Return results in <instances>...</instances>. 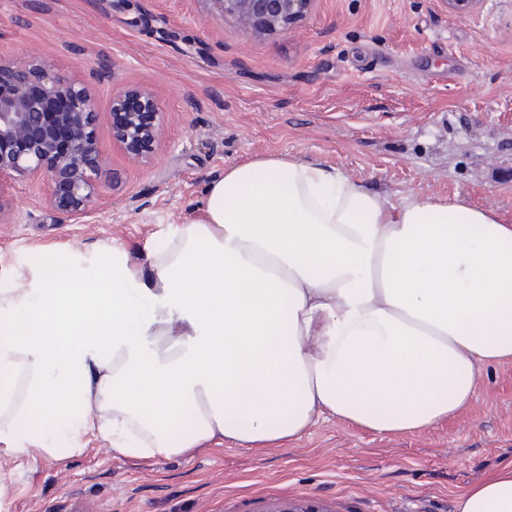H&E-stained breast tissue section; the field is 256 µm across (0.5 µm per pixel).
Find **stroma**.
I'll use <instances>...</instances> for the list:
<instances>
[{
	"instance_id": "stroma-1",
	"label": "stroma",
	"mask_w": 512,
	"mask_h": 512,
	"mask_svg": "<svg viewBox=\"0 0 512 512\" xmlns=\"http://www.w3.org/2000/svg\"><path fill=\"white\" fill-rule=\"evenodd\" d=\"M87 83L108 163L93 213L45 204V182L8 192L0 265L41 248L145 242L194 216L224 169L283 155L338 170L392 202L457 198L512 221V0L459 19L439 0H318L257 40L213 0H0V57L28 51ZM152 90L168 146L147 168L112 146L113 88ZM470 405L436 425L379 432L335 416L291 443L209 442L135 459L90 440L81 454H0V512H457L512 463V361L479 366Z\"/></svg>"
}]
</instances>
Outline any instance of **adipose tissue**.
<instances>
[{"mask_svg": "<svg viewBox=\"0 0 512 512\" xmlns=\"http://www.w3.org/2000/svg\"><path fill=\"white\" fill-rule=\"evenodd\" d=\"M43 252L0 287V448L133 458L298 438L329 413L396 432L512 360V224L457 199L394 205L283 156L230 167L147 243ZM45 432L36 433L35 425ZM459 512H512V464Z\"/></svg>", "mask_w": 512, "mask_h": 512, "instance_id": "obj_1", "label": "adipose tissue"}]
</instances>
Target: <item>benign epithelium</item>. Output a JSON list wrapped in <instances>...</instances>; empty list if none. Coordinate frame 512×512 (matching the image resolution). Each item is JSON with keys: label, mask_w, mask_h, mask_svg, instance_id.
<instances>
[{"label": "benign epithelium", "mask_w": 512, "mask_h": 512, "mask_svg": "<svg viewBox=\"0 0 512 512\" xmlns=\"http://www.w3.org/2000/svg\"><path fill=\"white\" fill-rule=\"evenodd\" d=\"M221 14L262 40L313 12L318 0H213ZM451 16L475 13L483 0H439ZM112 146L133 163L152 165L166 149V111L150 90L124 85L112 90ZM98 113L87 85L61 78L53 64L28 53L0 57V188L12 181L47 182V205L67 219L94 208L107 166L98 140ZM67 148L58 150L60 138ZM265 512H325L308 502H274Z\"/></svg>", "instance_id": "benign-epithelium-1"}]
</instances>
